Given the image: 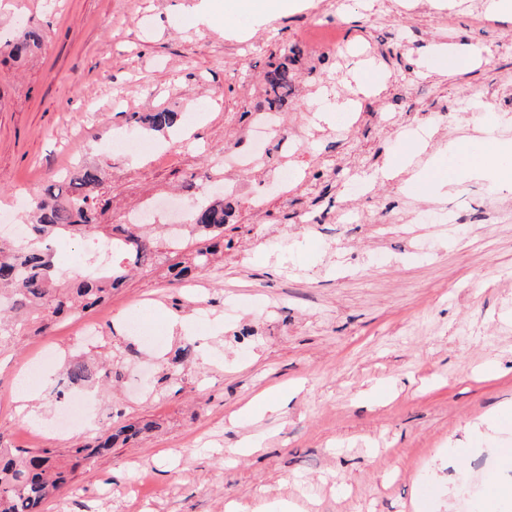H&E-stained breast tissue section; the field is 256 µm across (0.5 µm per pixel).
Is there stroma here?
Returning a JSON list of instances; mask_svg holds the SVG:
<instances>
[{
	"instance_id": "1",
	"label": "stroma",
	"mask_w": 512,
	"mask_h": 512,
	"mask_svg": "<svg viewBox=\"0 0 512 512\" xmlns=\"http://www.w3.org/2000/svg\"><path fill=\"white\" fill-rule=\"evenodd\" d=\"M193 0H0V43L25 27L46 33L25 62L0 55V212L33 184L84 163L104 170L90 193L99 223L120 224L152 198H203L225 153L248 140L263 74L284 47L301 46L297 80L281 117L283 147L234 172L243 194L224 228V257L191 295L167 273L182 253L134 273L91 310L99 333L84 340L70 319L45 336L23 335L0 351V438L19 448L65 450L76 435L30 437L34 420L63 405L55 391L70 355L119 350V376L93 387L109 423L152 421L155 431L113 448L92 473L75 474L46 512H480L487 480L512 485V189L482 180L443 197L413 191L406 175L379 177L384 160L420 136L443 151L445 170L470 162L481 140H512V21L481 0L453 9L428 0H302L259 19L238 0H217L216 25L197 35ZM336 27L343 48L326 55L304 37L311 23ZM478 49L471 69L445 67L439 46ZM386 81L365 98L357 122L340 109L357 92L360 61ZM170 110L192 136L148 127L138 137L167 159L127 157L107 145L135 116ZM331 114V122L320 114ZM466 142L469 152H450ZM293 159L308 180L283 188L272 169ZM366 194H359L357 186ZM264 195L265 211L249 199ZM360 224H339L342 207ZM457 214L419 224L420 210ZM188 319L189 333L174 328ZM155 335L146 344L132 332ZM192 344L195 361L172 363ZM67 348L34 383L14 392L41 349ZM294 393L278 413L261 394ZM499 431L464 436L496 408ZM260 440L252 455L224 451ZM148 464L137 476V464Z\"/></svg>"
}]
</instances>
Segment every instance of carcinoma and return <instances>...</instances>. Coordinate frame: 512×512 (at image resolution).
<instances>
[{"label": "carcinoma", "mask_w": 512, "mask_h": 512, "mask_svg": "<svg viewBox=\"0 0 512 512\" xmlns=\"http://www.w3.org/2000/svg\"><path fill=\"white\" fill-rule=\"evenodd\" d=\"M44 40V34L27 30L8 45V54L25 60ZM301 48L283 51L264 73L262 109L278 112L288 106V88L295 82V56ZM176 112L162 110L148 116V127L157 131L174 128ZM103 182L102 171L85 168L70 180H51L28 202L31 223L20 242L0 240V296L5 298V315L0 316V347L18 342L21 331L30 328L45 335L60 318L86 313L107 300L127 277V266H112L107 281L83 275L66 285L57 284L54 275L55 253L50 241L57 237L79 235L87 242L93 238L96 216L83 189ZM232 206L222 202L199 204L193 226L201 231L205 246L191 250L186 260L171 267L179 281L194 278L224 253V225ZM115 249L129 256V263L142 270L155 266L166 241L153 238L142 224H116L108 236ZM95 375L94 366L79 356L67 368V384L80 385ZM149 422L110 426L90 441L79 440L60 453L53 448H7L0 432V512H43L45 503L60 494L72 481L76 470L89 474L100 458L112 448L136 440L150 430Z\"/></svg>", "instance_id": "obj_1"}]
</instances>
